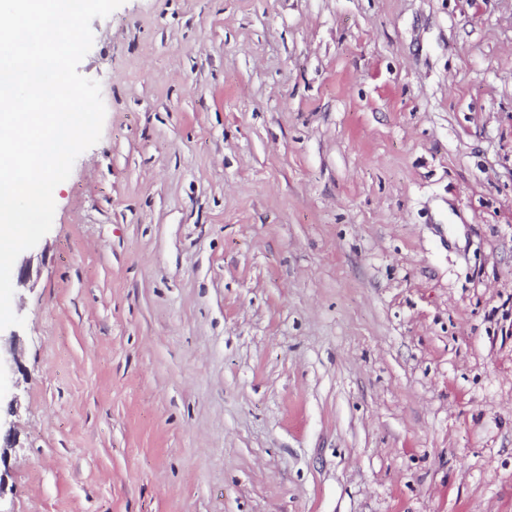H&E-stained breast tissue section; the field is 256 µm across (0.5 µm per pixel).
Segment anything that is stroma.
<instances>
[{
    "mask_svg": "<svg viewBox=\"0 0 512 512\" xmlns=\"http://www.w3.org/2000/svg\"><path fill=\"white\" fill-rule=\"evenodd\" d=\"M16 259L0 512H512V0H124Z\"/></svg>",
    "mask_w": 512,
    "mask_h": 512,
    "instance_id": "stroma-1",
    "label": "stroma"
}]
</instances>
